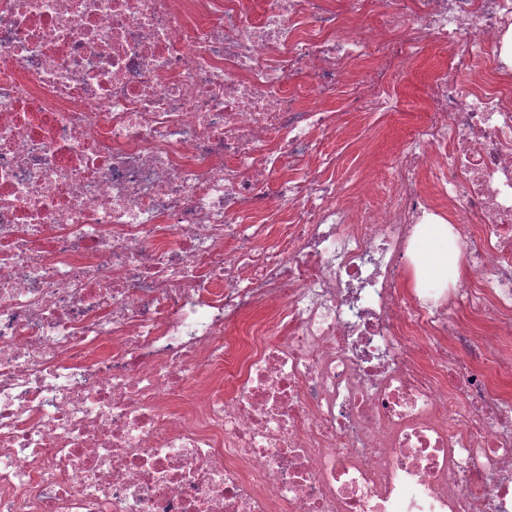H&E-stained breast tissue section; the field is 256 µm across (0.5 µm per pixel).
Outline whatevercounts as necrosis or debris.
<instances>
[{
    "mask_svg": "<svg viewBox=\"0 0 512 512\" xmlns=\"http://www.w3.org/2000/svg\"><path fill=\"white\" fill-rule=\"evenodd\" d=\"M511 379L512 0H0V512H512ZM434 50L426 49L423 55L403 64V71L409 79V84L405 89V96L409 100L419 101L421 88L425 80L429 66L433 62ZM350 119V130L336 138L333 146L340 158L336 179L344 190L351 188L357 177V156L366 142L372 145L378 161L375 171L378 179L386 180L390 176L388 166L404 141L408 122V118L397 119L386 112H351ZM420 248L421 265L418 267L422 274L426 270L429 274L434 273L440 278H456L458 276V257H448L447 264L442 262L443 252L448 253V241L442 235L435 232L429 233L423 240Z\"/></svg>",
    "mask_w": 512,
    "mask_h": 512,
    "instance_id": "obj_1",
    "label": "necrosis or debris"
}]
</instances>
